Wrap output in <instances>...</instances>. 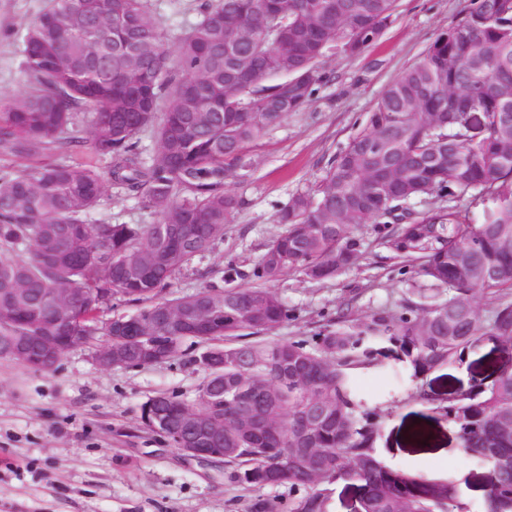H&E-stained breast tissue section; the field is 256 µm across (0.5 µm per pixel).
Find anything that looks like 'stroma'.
I'll list each match as a JSON object with an SVG mask.
<instances>
[{
	"label": "stroma",
	"instance_id": "35a3bbf8",
	"mask_svg": "<svg viewBox=\"0 0 512 512\" xmlns=\"http://www.w3.org/2000/svg\"><path fill=\"white\" fill-rule=\"evenodd\" d=\"M50 0H0V94L24 89L21 33ZM469 0H400L380 39L362 55L333 56L330 82L309 108L289 113L251 152L249 177L227 182L243 205L225 225L224 237L205 258L176 276V294L192 293L211 275L236 267L232 286L252 287L249 273L269 241L281 233L279 211L291 196L312 187L330 159L355 134L385 88L413 65ZM98 218L116 224H150V210L112 189ZM386 224L353 232L359 259L333 279L312 281L288 272L273 289L289 305L288 322L266 332L267 340L307 339L341 310L364 317L398 310L416 277L413 261L386 246ZM374 366L354 370L359 397L378 426L374 453L387 466L448 479L471 512H481L482 466L464 455L455 429L434 409L449 395L489 375L501 353L489 338L472 343L461 362L419 379L403 376L387 343L377 346ZM201 345L187 342L167 361L139 368H103L89 349L65 353L50 372H36L0 358V512H252L257 500L285 512L288 489H246L227 481L220 463L184 458L148 430L141 407L166 394L197 405L206 370L194 361ZM419 427L431 434L414 446Z\"/></svg>",
	"mask_w": 512,
	"mask_h": 512
}]
</instances>
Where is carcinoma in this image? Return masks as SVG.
Returning a JSON list of instances; mask_svg holds the SVG:
<instances>
[{"instance_id": "obj_1", "label": "carcinoma", "mask_w": 512, "mask_h": 512, "mask_svg": "<svg viewBox=\"0 0 512 512\" xmlns=\"http://www.w3.org/2000/svg\"><path fill=\"white\" fill-rule=\"evenodd\" d=\"M327 0H200L197 18L174 46L166 43L149 0H50L22 33L26 88L0 100V147L33 156L54 146L86 149L108 163L50 164L0 172V335L65 336L41 306L54 288L72 290V319L97 346L110 335L98 302L137 307L118 319L129 325L120 342L136 366L139 325L169 303L204 297L208 317L181 338L155 332L179 349L206 344L213 373L224 374V401L198 409L224 413V449L232 482L249 488L286 485L288 512H328L329 485L349 481L361 512H470L449 481L386 466L373 453L377 425L362 409L350 370L372 363L368 344L387 341L417 379L451 364L482 336L512 341V0H472L441 31L421 59L387 87L366 121L329 164L315 188L292 196L279 216L284 231L265 248L251 276L274 283L291 270L310 280L335 277L359 258L356 226L398 225L386 239L399 257L418 261L417 279L396 312L342 315L310 340L235 343L288 321V305L270 288H226L211 282L168 297L173 278L224 237L242 202L226 188L246 178L250 149L290 112H302L332 50L363 54L373 30H385L398 0H349V14L325 11ZM307 75L293 95L289 82ZM486 114L476 141L451 119L459 107ZM86 124L87 137L64 134ZM152 130L148 156L141 135ZM156 215L154 224L96 219L112 188ZM477 192L495 202L478 224L457 201ZM430 198L447 204L422 212ZM159 224L177 231L158 246L135 279L124 260L153 245ZM11 288H26L15 299ZM494 302L488 319L477 298ZM247 354L250 368L234 358ZM174 418L188 404L159 396ZM328 410L305 442L296 425L306 406ZM435 409L461 433L463 452L487 469L484 512H512V365L502 363L461 396ZM248 412L268 422L238 426Z\"/></svg>"}]
</instances>
